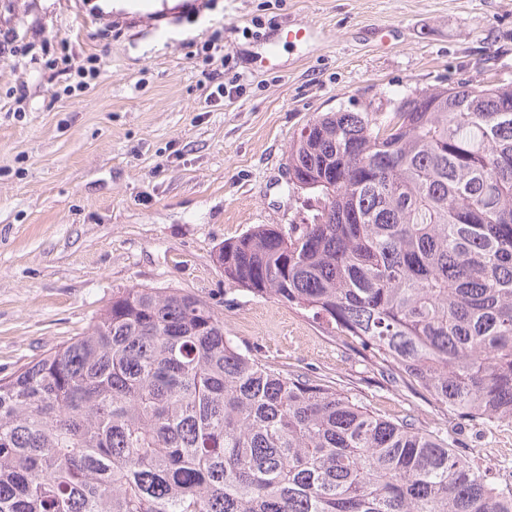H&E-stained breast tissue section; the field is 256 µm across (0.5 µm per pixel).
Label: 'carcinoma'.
Wrapping results in <instances>:
<instances>
[{"label":"carcinoma","instance_id":"1","mask_svg":"<svg viewBox=\"0 0 512 512\" xmlns=\"http://www.w3.org/2000/svg\"><path fill=\"white\" fill-rule=\"evenodd\" d=\"M307 126L288 162L328 183L316 213L225 242L224 279L450 413L512 421V83ZM0 512H512V487L414 419L241 350L196 295L132 287L0 378Z\"/></svg>","mask_w":512,"mask_h":512}]
</instances>
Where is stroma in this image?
I'll return each mask as SVG.
<instances>
[{"instance_id":"1","label":"stroma","mask_w":512,"mask_h":512,"mask_svg":"<svg viewBox=\"0 0 512 512\" xmlns=\"http://www.w3.org/2000/svg\"><path fill=\"white\" fill-rule=\"evenodd\" d=\"M160 39L149 20L88 22L68 0H0V377L84 335L123 288L194 293L227 335L265 362L321 379L390 418L448 436L473 465L512 486V422L469 420L382 373L351 337L274 298L228 284L224 241L309 218L290 191L294 137L325 112L394 111L420 89L462 79L512 82V0H179ZM325 39L259 37L288 24ZM382 23L394 32H379ZM230 56L213 90L201 46ZM100 76L75 94L41 45ZM26 94L16 105L9 93Z\"/></svg>"}]
</instances>
